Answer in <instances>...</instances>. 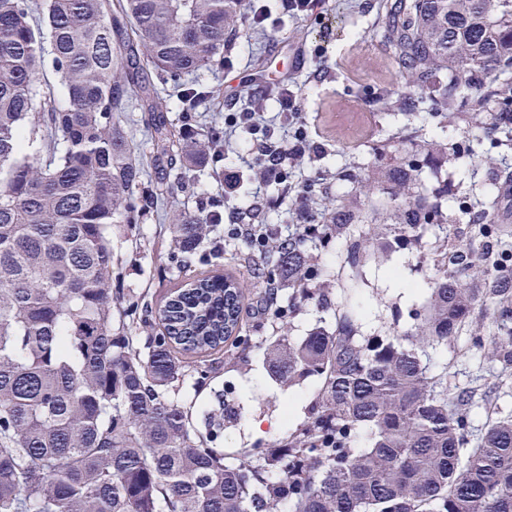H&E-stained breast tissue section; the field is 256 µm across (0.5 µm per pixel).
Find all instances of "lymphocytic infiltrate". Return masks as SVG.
<instances>
[{
    "mask_svg": "<svg viewBox=\"0 0 512 512\" xmlns=\"http://www.w3.org/2000/svg\"><path fill=\"white\" fill-rule=\"evenodd\" d=\"M261 96L278 103V112L270 115L245 108L225 113L224 125L212 133L204 156L205 162L217 164L216 182L227 190L235 182L236 174L224 169L222 163L233 148V138L241 128L255 134V143L250 153L239 158L243 167L255 166L259 169L251 204L243 209L229 207L226 191L215 197L214 203L217 207L226 206L230 209L231 220L224 227L225 235L257 249L264 247L270 236L267 225L256 221L262 209L265 185L271 181L287 182L288 163L303 161L315 155L320 148L319 143L311 141L300 126L297 96L288 83L268 87L262 91Z\"/></svg>",
    "mask_w": 512,
    "mask_h": 512,
    "instance_id": "obj_1",
    "label": "lymphocytic infiltrate"
}]
</instances>
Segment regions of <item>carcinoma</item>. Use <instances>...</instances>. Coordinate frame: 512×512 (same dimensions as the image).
<instances>
[{"label": "carcinoma", "instance_id": "1", "mask_svg": "<svg viewBox=\"0 0 512 512\" xmlns=\"http://www.w3.org/2000/svg\"><path fill=\"white\" fill-rule=\"evenodd\" d=\"M244 0H0V512H512V411L477 440L476 392L448 387L426 348L464 326L499 373H512V264L495 223L498 197L472 225L478 245L446 251L414 331L365 338L343 317L267 349V366L292 385L321 380L316 410L259 460L204 447L177 386L191 360L243 328L248 284L220 272L184 278L159 307L119 288L112 225L137 224L167 175L192 165L207 135L174 130L157 83L182 111L199 91L184 75L224 61ZM382 30L398 75L428 91L436 116L460 104L475 125L512 134V0H389ZM65 89H40L45 54ZM382 109L419 100L389 91ZM148 115L150 155L124 125ZM161 172L149 185V168ZM410 163L370 223L392 217L402 240L439 224V204L417 194ZM304 192L313 224H363L343 202ZM169 231L180 266L209 241L207 212L174 209ZM275 238L246 261L272 269L269 314L313 298L306 245ZM157 318L163 330L138 345ZM366 444L354 447L357 435Z\"/></svg>", "mask_w": 512, "mask_h": 512}]
</instances>
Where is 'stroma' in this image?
Instances as JSON below:
<instances>
[{"mask_svg":"<svg viewBox=\"0 0 512 512\" xmlns=\"http://www.w3.org/2000/svg\"><path fill=\"white\" fill-rule=\"evenodd\" d=\"M385 0H315L307 16L280 14L277 0H267L270 17L263 31L244 27L224 46V63L186 76L189 85L200 84L214 95L200 101L197 115L203 126L224 119L228 103L245 107L254 75L267 84L288 81L297 93L305 126L322 150L305 161L291 179L307 184L319 173H335L328 184L330 195L349 208L367 210L372 198L387 196L394 184L393 169L412 161L427 185L448 191L442 209L447 223L424 227L421 248L403 246L390 225L351 224L338 235L313 248L318 268L313 287L322 289L325 305L308 300L295 314L276 320L253 315L266 289L265 279L255 277L241 264L244 243L225 239L223 225L213 235L224 239L218 259L195 263L194 272L220 270L251 284L249 308L243 313L240 336L231 337L222 350L212 352L216 368L195 373L183 394L195 429L208 447L232 456L238 449L257 456L295 430L315 403L318 378L288 386L267 370V344L289 332L293 339L322 326L334 329L336 318L351 314L362 335L393 336L414 329L420 321L422 302L438 275L436 251L472 242L470 218L480 215L477 200L487 192L505 191V160L512 148L499 146L497 137L473 127L467 114L448 115L443 126L421 115L382 111L380 92L393 88L400 94L419 97L416 86L405 84L380 36ZM307 58L304 69L292 66L296 52ZM477 142L472 161L452 154L455 142ZM210 167L196 165L185 170L180 187L167 195L169 206L196 211L199 197L217 189ZM383 237L385 249L363 260L357 268L347 262V246L365 240L370 233ZM112 251L126 293L159 304L182 280L172 261L173 244L163 220L155 210L139 224L112 227ZM435 369H447L449 383H475V424L490 418L494 406L512 409V375L504 379L499 401H492L484 375L491 365L473 347L469 329L460 330L448 344L428 349ZM264 422L263 433L250 428L253 419Z\"/></svg>","mask_w":512,"mask_h":512,"instance_id":"obj_1","label":"stroma"}]
</instances>
